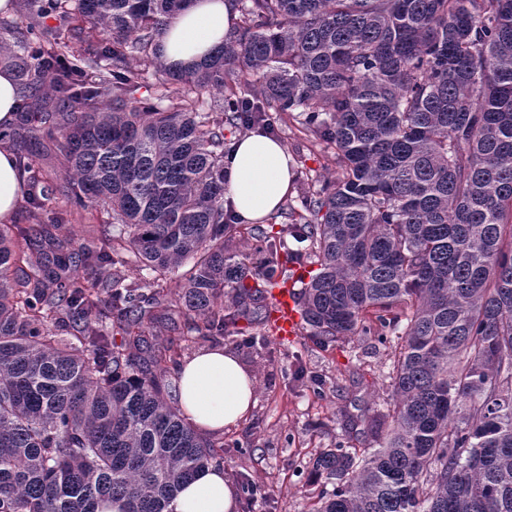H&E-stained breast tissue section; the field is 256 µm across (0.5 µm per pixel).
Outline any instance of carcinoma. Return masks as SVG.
Listing matches in <instances>:
<instances>
[{
  "label": "carcinoma",
  "mask_w": 512,
  "mask_h": 512,
  "mask_svg": "<svg viewBox=\"0 0 512 512\" xmlns=\"http://www.w3.org/2000/svg\"><path fill=\"white\" fill-rule=\"evenodd\" d=\"M189 2L22 0L0 36L33 102L20 167L38 179L46 144L64 161L32 223L0 224V512H165L224 441L185 422L174 343L148 334L177 303L214 340L314 264L302 329L377 337L392 387L377 447L313 460L314 512H512V0H232L234 34L175 68L160 41ZM285 114L333 177L249 227L253 268L224 213V125ZM90 204L109 221L80 239Z\"/></svg>",
  "instance_id": "obj_1"
}]
</instances>
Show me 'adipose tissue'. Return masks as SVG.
I'll return each mask as SVG.
<instances>
[{
  "label": "adipose tissue",
  "instance_id": "obj_1",
  "mask_svg": "<svg viewBox=\"0 0 512 512\" xmlns=\"http://www.w3.org/2000/svg\"><path fill=\"white\" fill-rule=\"evenodd\" d=\"M236 19L229 0H190L169 23L161 54L170 64L185 65L208 57L221 45ZM294 158L270 136L241 137L224 159V197L241 224H260L292 192ZM25 193L16 154L0 144V223L12 220ZM178 405L198 433L214 435L236 426L255 402L254 376L231 351L221 346L200 349L182 360ZM240 494L222 468L210 466L183 486L165 512H237Z\"/></svg>",
  "mask_w": 512,
  "mask_h": 512
}]
</instances>
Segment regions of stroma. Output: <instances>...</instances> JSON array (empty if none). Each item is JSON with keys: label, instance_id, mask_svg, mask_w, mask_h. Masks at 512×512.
Here are the masks:
<instances>
[{"label": "stroma", "instance_id": "stroma-1", "mask_svg": "<svg viewBox=\"0 0 512 512\" xmlns=\"http://www.w3.org/2000/svg\"><path fill=\"white\" fill-rule=\"evenodd\" d=\"M272 125L295 160V182L325 181L331 168L320 147L287 117ZM263 335L268 348L255 351L240 346L235 332L224 334V347L256 378L252 412L224 434V474L256 488L239 512H312L309 461L342 441L373 444L369 417L391 396L388 350L370 336L322 348L303 334L285 342L268 328Z\"/></svg>", "mask_w": 512, "mask_h": 512}]
</instances>
